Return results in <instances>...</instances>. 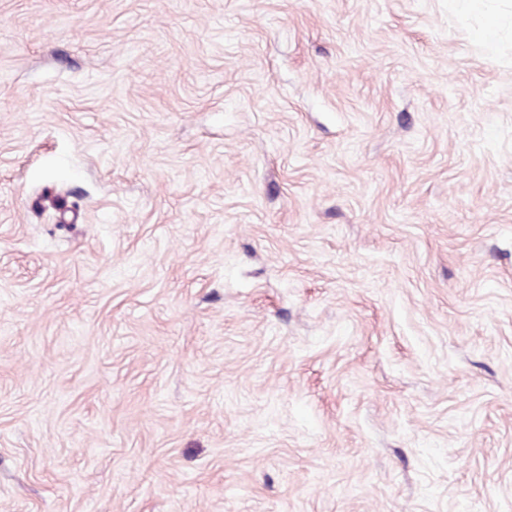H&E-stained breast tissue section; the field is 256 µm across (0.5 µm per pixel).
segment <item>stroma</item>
<instances>
[{"mask_svg":"<svg viewBox=\"0 0 512 512\" xmlns=\"http://www.w3.org/2000/svg\"><path fill=\"white\" fill-rule=\"evenodd\" d=\"M480 23L0 0V512H512Z\"/></svg>","mask_w":512,"mask_h":512,"instance_id":"1","label":"stroma"}]
</instances>
